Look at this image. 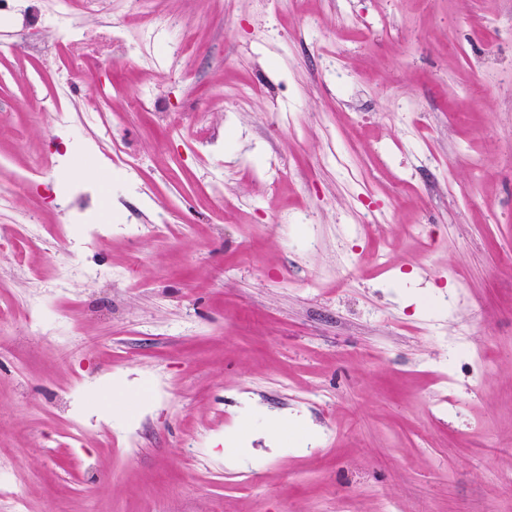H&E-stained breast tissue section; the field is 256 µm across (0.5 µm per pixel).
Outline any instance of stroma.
I'll use <instances>...</instances> for the list:
<instances>
[{
	"label": "stroma",
	"instance_id": "obj_1",
	"mask_svg": "<svg viewBox=\"0 0 512 512\" xmlns=\"http://www.w3.org/2000/svg\"><path fill=\"white\" fill-rule=\"evenodd\" d=\"M107 23L47 112L54 45L0 31V486L28 512H512V0L78 19ZM153 37L197 44L187 79ZM102 83L122 173L81 108ZM79 165L107 239L67 223Z\"/></svg>",
	"mask_w": 512,
	"mask_h": 512
}]
</instances>
